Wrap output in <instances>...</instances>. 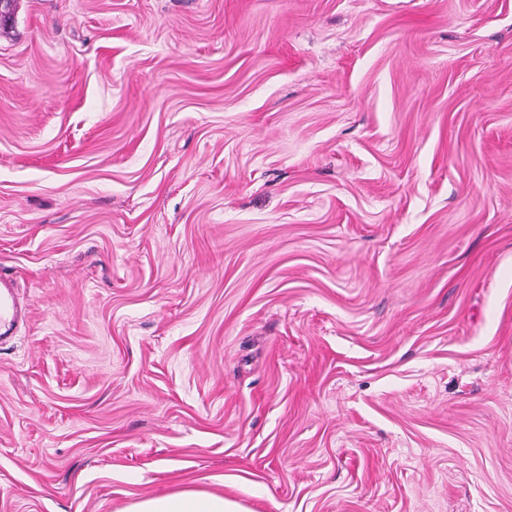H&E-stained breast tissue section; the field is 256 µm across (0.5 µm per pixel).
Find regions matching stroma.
<instances>
[{
	"instance_id": "stroma-1",
	"label": "stroma",
	"mask_w": 512,
	"mask_h": 512,
	"mask_svg": "<svg viewBox=\"0 0 512 512\" xmlns=\"http://www.w3.org/2000/svg\"><path fill=\"white\" fill-rule=\"evenodd\" d=\"M0 512H512V0H15ZM239 502L223 495L181 491L135 502L123 512H249Z\"/></svg>"
}]
</instances>
